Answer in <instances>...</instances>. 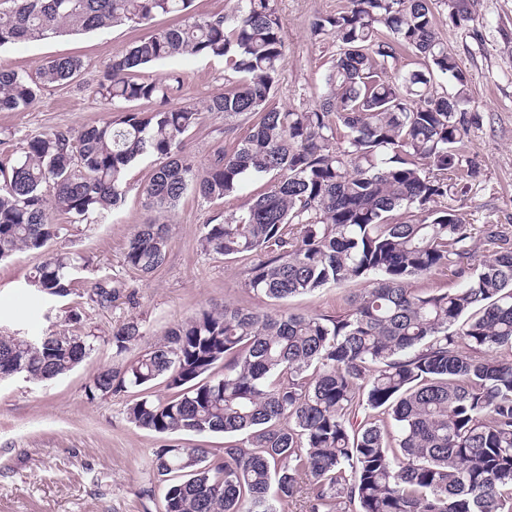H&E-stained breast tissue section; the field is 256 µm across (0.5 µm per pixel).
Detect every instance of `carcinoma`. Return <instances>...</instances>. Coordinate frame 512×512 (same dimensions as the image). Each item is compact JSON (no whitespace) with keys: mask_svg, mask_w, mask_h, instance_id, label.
<instances>
[{"mask_svg":"<svg viewBox=\"0 0 512 512\" xmlns=\"http://www.w3.org/2000/svg\"><path fill=\"white\" fill-rule=\"evenodd\" d=\"M0 46L62 33L179 22L113 57L96 94L123 106L78 130L24 139L0 166V261L41 251L59 237L53 214L107 219L125 198L124 175L158 160L143 188L163 214L193 190L207 202L271 176L263 194L203 225V251L246 262L245 285L280 302L367 280L336 315L261 313L224 304L165 332L124 370L93 378L102 394L135 388L130 423L158 434L222 433V448H159L153 475L161 512H289L309 488L305 512H512V237L479 230L444 205L475 176L460 144L467 80L437 29L435 5L472 19L464 0H347L310 22L336 43L319 103L301 111L273 102L286 55L275 0H235L200 18L193 0H7ZM410 51L423 67L402 70ZM185 55L230 64L224 92L173 106L183 80L142 75ZM83 67L57 57L25 76L0 66V110H26ZM454 81L452 90L439 79ZM144 103L148 109H130ZM204 112L251 122L199 173L186 134ZM488 255L475 259L474 233ZM168 225L137 226L123 262L146 276L165 262ZM80 256L49 253L29 286L54 302L69 294ZM451 272L453 293L420 292L412 280ZM125 284L102 278L105 307ZM61 332L32 340L0 334V380L59 378L93 344ZM143 338L132 319L112 333L121 353ZM222 368L220 376L213 375ZM163 383L171 394L151 389Z\"/></svg>","mask_w":512,"mask_h":512,"instance_id":"cac0c4a2","label":"carcinoma"}]
</instances>
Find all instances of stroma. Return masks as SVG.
I'll list each match as a JSON object with an SVG mask.
<instances>
[{"label": "stroma", "instance_id": "35a3bbf8", "mask_svg": "<svg viewBox=\"0 0 512 512\" xmlns=\"http://www.w3.org/2000/svg\"><path fill=\"white\" fill-rule=\"evenodd\" d=\"M345 0H277L286 64L275 90L278 106L303 110L318 102L323 76L336 55L332 39L311 37L314 15L330 13ZM473 18L457 22L441 8L438 33L458 61L468 85L474 121L462 147L479 173L468 189L449 194L450 209L474 225L501 224L512 229V0H474ZM172 15L156 16L147 26H110L66 34L40 42L0 46V66L35 74L46 61L70 56L82 60L81 71L64 85L49 88L25 111L0 110V162L15 153L21 139L53 130L79 128L108 118L110 109L94 90L114 55L152 31L176 24ZM150 77L179 74L182 101L198 102L224 90L225 62L218 57L184 56L157 62ZM246 126L225 131L223 115L204 113L188 133L186 150L205 166L217 145L233 146ZM157 161L147 157L126 175L121 207L103 224L66 214L56 215L64 229L51 241L54 252H75L84 268L74 290L53 305L28 289L43 260L41 253L20 251L0 262V331L38 336L53 329L88 338L91 355L69 374L46 386L14 377L0 381V512H159L162 487L151 461L156 449L173 446L220 448V434L160 435L131 424L126 409L135 390L112 395L91 392L94 376L120 369L144 348L163 341L165 331L204 309L231 303L267 312V298L245 286V264L202 251L204 224L223 218L248 199L264 193L269 179L252 176L233 196L210 203L185 195L171 212L154 215L143 203L142 189ZM159 220L170 228L164 264L143 276L127 269L123 254L137 225ZM109 276L124 280V294L102 308L90 299L91 287ZM364 282L326 288L291 298L295 312L333 315L348 308L351 294ZM140 322L143 338L119 353L112 332L128 320Z\"/></svg>", "mask_w": 512, "mask_h": 512}]
</instances>
